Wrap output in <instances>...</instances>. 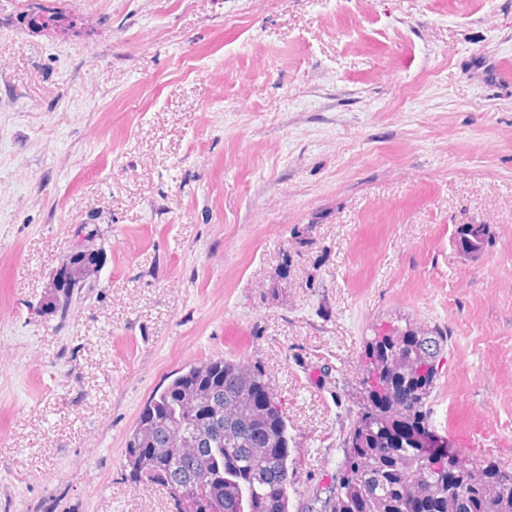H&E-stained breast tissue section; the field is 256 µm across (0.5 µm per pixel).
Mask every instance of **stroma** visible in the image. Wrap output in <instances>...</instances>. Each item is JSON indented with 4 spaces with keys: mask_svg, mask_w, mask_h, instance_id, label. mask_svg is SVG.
Instances as JSON below:
<instances>
[{
    "mask_svg": "<svg viewBox=\"0 0 512 512\" xmlns=\"http://www.w3.org/2000/svg\"><path fill=\"white\" fill-rule=\"evenodd\" d=\"M394 321L448 331L434 445L512 467V0H0V512H169L125 440L214 356L262 368L319 512ZM29 11L26 18L29 27L32 29L45 28L49 24L60 23L64 19L63 14L59 11H52L40 5L30 7ZM489 237V225L461 224L457 226L455 242L463 254L476 256L484 250ZM95 254L89 249L79 250L72 255L62 271L59 273L60 279L56 281V296L50 300V308L53 312L59 314L62 321L66 320L72 303L82 297H85V289L93 288L90 284L91 278L95 275ZM83 295V296H82Z\"/></svg>",
    "mask_w": 512,
    "mask_h": 512,
    "instance_id": "stroma-1",
    "label": "stroma"
}]
</instances>
